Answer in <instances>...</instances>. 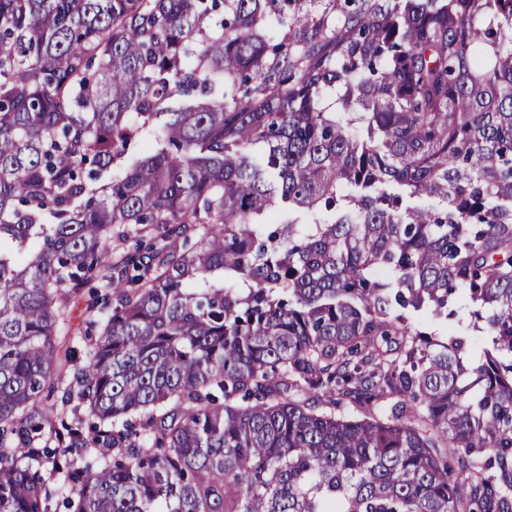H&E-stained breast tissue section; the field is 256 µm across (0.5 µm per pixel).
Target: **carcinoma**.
Listing matches in <instances>:
<instances>
[{
	"label": "carcinoma",
	"mask_w": 512,
	"mask_h": 512,
	"mask_svg": "<svg viewBox=\"0 0 512 512\" xmlns=\"http://www.w3.org/2000/svg\"><path fill=\"white\" fill-rule=\"evenodd\" d=\"M49 462L67 512H512V0H0V512Z\"/></svg>",
	"instance_id": "1"
}]
</instances>
